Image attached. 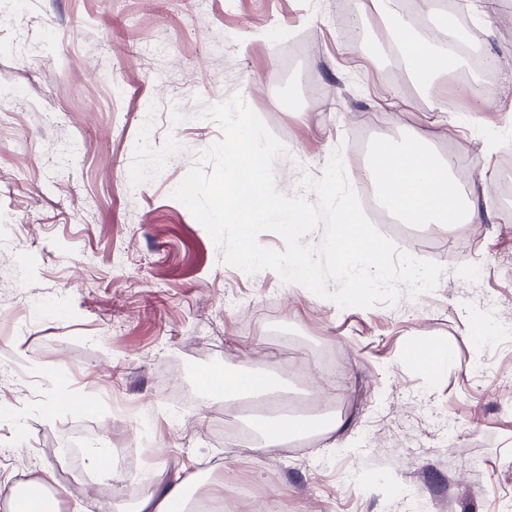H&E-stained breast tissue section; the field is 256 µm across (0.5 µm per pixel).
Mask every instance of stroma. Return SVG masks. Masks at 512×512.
I'll return each instance as SVG.
<instances>
[{"label": "stroma", "mask_w": 512, "mask_h": 512, "mask_svg": "<svg viewBox=\"0 0 512 512\" xmlns=\"http://www.w3.org/2000/svg\"><path fill=\"white\" fill-rule=\"evenodd\" d=\"M466 56L439 89L410 76L362 0H0V482L53 470L57 484L111 481L102 502L132 512L138 496L88 457L68 471L76 431L110 419L133 437L151 416L136 484L185 469L180 512L212 481L259 487L244 512H401L411 484L431 512H512V0H462ZM240 96L284 146L277 188L297 192L341 149L354 190L366 150L427 141L487 216L480 224H383L401 250L443 271L434 290L342 308L271 270L227 264L173 191L200 151L221 139L205 108ZM155 147L134 151L140 115ZM140 181V193L126 185ZM495 298L501 336L478 344L468 316ZM290 339L280 349L279 337ZM446 349L438 378L410 348ZM277 370L288 398L309 394L336 432L314 427L249 453L224 435L227 403L205 377ZM191 387L201 407L174 418ZM61 512H89L67 490Z\"/></svg>", "instance_id": "1"}]
</instances>
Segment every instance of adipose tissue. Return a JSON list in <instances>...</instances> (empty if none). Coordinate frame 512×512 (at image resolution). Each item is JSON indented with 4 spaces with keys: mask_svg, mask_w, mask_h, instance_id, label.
Listing matches in <instances>:
<instances>
[{
    "mask_svg": "<svg viewBox=\"0 0 512 512\" xmlns=\"http://www.w3.org/2000/svg\"><path fill=\"white\" fill-rule=\"evenodd\" d=\"M385 25L389 39L411 56V75L427 89H434L458 57L452 47L456 35L441 28L440 39L424 34L421 23L402 19L391 0H372ZM452 162L437 160L422 143L382 144L365 168V176L377 188L386 207L402 224H478L482 221L476 203L463 197L451 178ZM225 399L266 396L277 393L281 384L265 371L253 370L233 376L212 377Z\"/></svg>",
    "mask_w": 512,
    "mask_h": 512,
    "instance_id": "ef3b65f1",
    "label": "adipose tissue"
}]
</instances>
